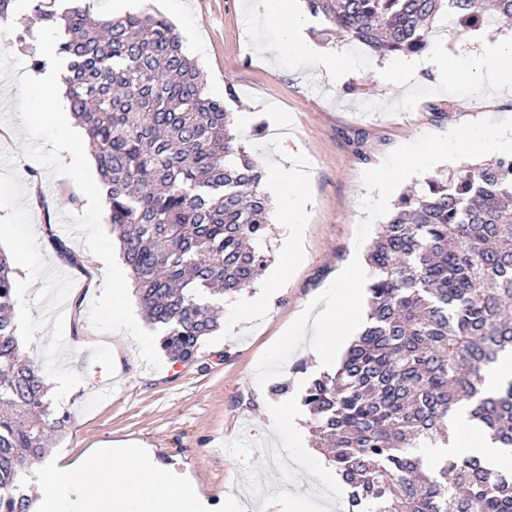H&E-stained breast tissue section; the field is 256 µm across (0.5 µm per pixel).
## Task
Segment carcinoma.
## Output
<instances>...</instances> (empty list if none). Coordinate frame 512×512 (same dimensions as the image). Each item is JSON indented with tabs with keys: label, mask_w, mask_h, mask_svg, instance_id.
Returning <instances> with one entry per match:
<instances>
[{
	"label": "carcinoma",
	"mask_w": 512,
	"mask_h": 512,
	"mask_svg": "<svg viewBox=\"0 0 512 512\" xmlns=\"http://www.w3.org/2000/svg\"><path fill=\"white\" fill-rule=\"evenodd\" d=\"M66 41L70 112L85 129L112 232L160 349L192 360L219 327L209 305L251 287L272 204L263 170L231 134L173 26L144 12L94 16L93 0H33ZM324 31L383 55H418L434 24L459 34L512 21V0H306ZM368 324L339 368L307 388L316 445L349 486V512H512V480L476 457L435 468L466 404L492 443L512 449V378L488 394L484 371L512 352V155L432 178L402 196L368 248ZM15 268L0 249V512H33L21 489L68 426L46 377L21 350Z\"/></svg>",
	"instance_id": "cac0c4a2"
}]
</instances>
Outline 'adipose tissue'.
Segmentation results:
<instances>
[{"label": "adipose tissue", "mask_w": 512, "mask_h": 512, "mask_svg": "<svg viewBox=\"0 0 512 512\" xmlns=\"http://www.w3.org/2000/svg\"><path fill=\"white\" fill-rule=\"evenodd\" d=\"M245 11L250 26L280 29L276 54L302 55L308 64L339 84L352 78V66L345 55L326 52L309 39L308 23L297 9L296 0H246ZM424 68L430 69L441 86L463 79L476 90L511 96L512 36L483 42L480 51L470 54L438 52L427 59L398 55L385 62L377 79L395 87L401 74ZM448 428L447 447L427 449L429 458L476 456L494 469L512 467V456L475 430L465 409L449 415ZM37 484L51 512H68V491L75 485L87 489L82 512H208L206 500L193 485L172 479L141 448L130 443L93 449L79 467L42 469Z\"/></svg>", "instance_id": "obj_1"}]
</instances>
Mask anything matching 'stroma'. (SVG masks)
<instances>
[{
	"label": "stroma",
	"instance_id": "1",
	"mask_svg": "<svg viewBox=\"0 0 512 512\" xmlns=\"http://www.w3.org/2000/svg\"><path fill=\"white\" fill-rule=\"evenodd\" d=\"M151 2L204 71L206 94L221 100L233 87L234 132L255 162L306 172L312 204L304 257L286 288L233 330L205 339L191 362L161 351L159 333L145 322L136 295L128 297L131 320L116 321L105 293L111 279L105 260L118 258L119 242L105 205L89 202L98 188L85 171L91 148L82 144L73 156L57 152L51 106L25 90L33 59L49 66L55 59L42 47L50 30L30 0H18L13 26L0 28V221L11 226L0 248L30 245L27 263L15 273V314L28 323L22 350L47 379L64 373L84 378L70 399L51 401L70 422L45 462L76 466L93 445L133 441L170 475H190L213 512H223L228 498L250 512L275 497L303 499L310 512H342L348 489L316 448L303 404L310 382L324 372L318 355L305 347L289 358L275 378L286 387L282 394L258 386V360L355 255L363 172L424 134L512 115V99L474 93L465 82L437 86L414 73L391 93L375 78L381 58L358 43L327 39L325 48L355 63L349 91L297 56L259 58L245 0H182L177 9L168 0ZM292 137L306 148L297 160L282 151ZM56 236L72 260L57 254ZM115 355L120 371H103L102 363ZM270 410L294 411L298 428L263 436L257 421Z\"/></svg>",
	"mask_w": 512,
	"mask_h": 512
}]
</instances>
